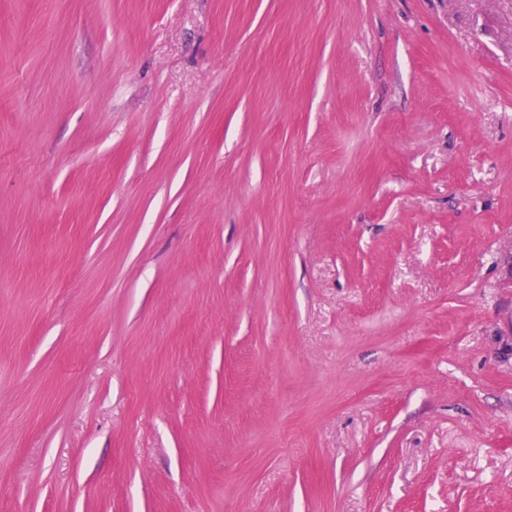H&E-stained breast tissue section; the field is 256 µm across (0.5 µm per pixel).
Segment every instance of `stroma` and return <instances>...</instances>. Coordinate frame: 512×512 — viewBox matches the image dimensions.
<instances>
[{"label": "stroma", "instance_id": "obj_1", "mask_svg": "<svg viewBox=\"0 0 512 512\" xmlns=\"http://www.w3.org/2000/svg\"><path fill=\"white\" fill-rule=\"evenodd\" d=\"M0 512H512V0H0Z\"/></svg>", "mask_w": 512, "mask_h": 512}]
</instances>
